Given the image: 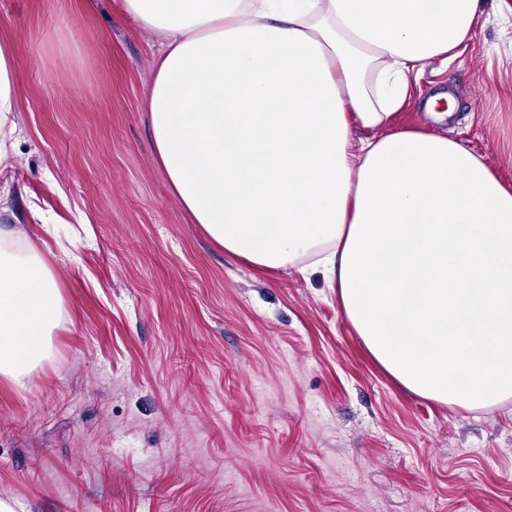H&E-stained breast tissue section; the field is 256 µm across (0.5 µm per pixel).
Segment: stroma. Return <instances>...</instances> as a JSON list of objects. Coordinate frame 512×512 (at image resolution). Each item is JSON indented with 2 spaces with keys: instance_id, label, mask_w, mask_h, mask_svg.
Instances as JSON below:
<instances>
[{
  "instance_id": "obj_1",
  "label": "stroma",
  "mask_w": 512,
  "mask_h": 512,
  "mask_svg": "<svg viewBox=\"0 0 512 512\" xmlns=\"http://www.w3.org/2000/svg\"><path fill=\"white\" fill-rule=\"evenodd\" d=\"M15 131L0 251H36L63 308L27 389L0 377L16 512H512V400L415 396L371 360L323 273L225 254L176 200L146 89L161 54L115 0H0ZM452 93L453 116L424 108ZM512 186V0L428 67L397 117Z\"/></svg>"
}]
</instances>
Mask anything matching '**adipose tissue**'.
Masks as SVG:
<instances>
[{"mask_svg":"<svg viewBox=\"0 0 512 512\" xmlns=\"http://www.w3.org/2000/svg\"><path fill=\"white\" fill-rule=\"evenodd\" d=\"M165 51L148 90L171 188L226 254L336 283L372 359L466 410L512 399V187L457 139L400 128L427 66L485 0H116ZM14 57L0 44V158ZM368 136L350 139L352 126ZM61 295L37 253H0V376L26 387Z\"/></svg>","mask_w":512,"mask_h":512,"instance_id":"obj_1","label":"adipose tissue"}]
</instances>
